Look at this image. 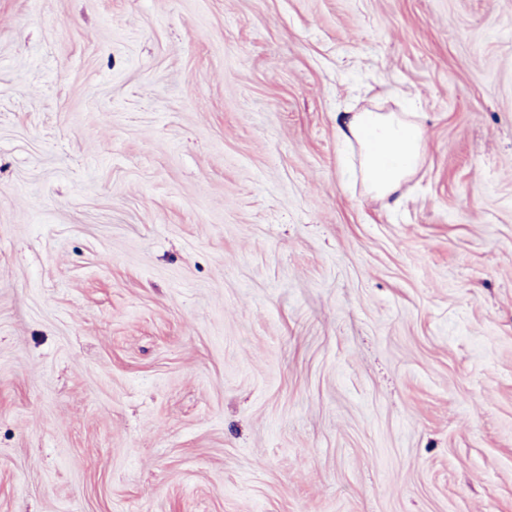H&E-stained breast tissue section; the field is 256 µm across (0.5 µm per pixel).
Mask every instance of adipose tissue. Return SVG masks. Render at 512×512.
<instances>
[{
    "mask_svg": "<svg viewBox=\"0 0 512 512\" xmlns=\"http://www.w3.org/2000/svg\"><path fill=\"white\" fill-rule=\"evenodd\" d=\"M360 149V174L370 198L395 194L417 170L425 152L420 127L401 112H351L338 129Z\"/></svg>",
    "mask_w": 512,
    "mask_h": 512,
    "instance_id": "adipose-tissue-1",
    "label": "adipose tissue"
}]
</instances>
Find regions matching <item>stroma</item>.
<instances>
[{
	"label": "stroma",
	"instance_id": "1",
	"mask_svg": "<svg viewBox=\"0 0 512 512\" xmlns=\"http://www.w3.org/2000/svg\"><path fill=\"white\" fill-rule=\"evenodd\" d=\"M0 512H512V0H0ZM338 135L359 145L361 179L372 199L395 194L425 152L423 131L401 112H349Z\"/></svg>",
	"mask_w": 512,
	"mask_h": 512
}]
</instances>
